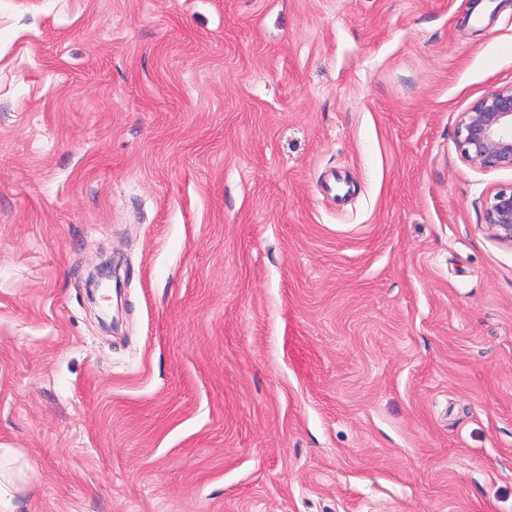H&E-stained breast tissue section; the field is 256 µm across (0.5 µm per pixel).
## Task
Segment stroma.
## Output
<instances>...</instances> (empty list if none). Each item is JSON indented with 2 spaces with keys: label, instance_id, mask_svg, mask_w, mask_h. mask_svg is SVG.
I'll use <instances>...</instances> for the list:
<instances>
[{
  "label": "stroma",
  "instance_id": "35a3bbf8",
  "mask_svg": "<svg viewBox=\"0 0 512 512\" xmlns=\"http://www.w3.org/2000/svg\"><path fill=\"white\" fill-rule=\"evenodd\" d=\"M511 84L512 0H0L12 512H512ZM463 160L472 168L488 171L512 167V85L488 91L456 131ZM484 223L495 239L512 244V184L490 190L484 203Z\"/></svg>",
  "mask_w": 512,
  "mask_h": 512
}]
</instances>
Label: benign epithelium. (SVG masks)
Masks as SVG:
<instances>
[{
    "label": "benign epithelium",
    "instance_id": "obj_1",
    "mask_svg": "<svg viewBox=\"0 0 512 512\" xmlns=\"http://www.w3.org/2000/svg\"><path fill=\"white\" fill-rule=\"evenodd\" d=\"M463 160L488 171L512 167V85L488 91L463 113L456 131ZM484 224L492 236L512 244V184L496 186L484 203Z\"/></svg>",
    "mask_w": 512,
    "mask_h": 512
}]
</instances>
